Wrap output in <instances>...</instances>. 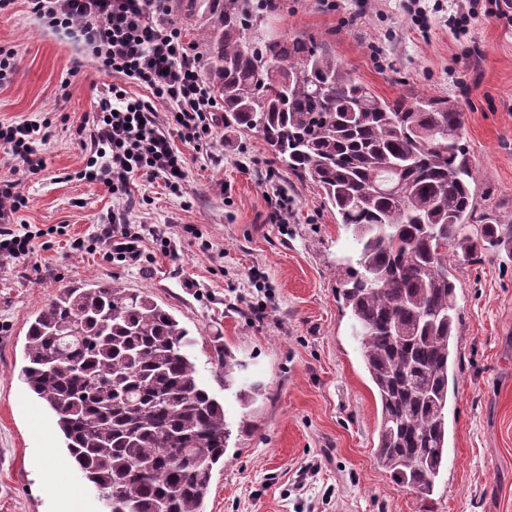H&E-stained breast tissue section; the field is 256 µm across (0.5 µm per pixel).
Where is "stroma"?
<instances>
[{
  "mask_svg": "<svg viewBox=\"0 0 512 512\" xmlns=\"http://www.w3.org/2000/svg\"><path fill=\"white\" fill-rule=\"evenodd\" d=\"M476 0L464 32L447 11L428 24L400 0H280L269 27L309 36L382 98L423 92L465 118L476 211L512 220V20ZM0 47L17 67L0 82V124L48 121L47 168L21 179L14 223L41 229L26 258L0 261V512H102L71 464L56 418L20 379L34 312L64 286L109 282L145 291L195 340L200 381L234 426L205 512H512V249L449 257L460 312L458 396L448 408V460L427 499L402 488L376 457L380 405L338 296L357 244L311 178L288 173L256 133L216 122L210 152L175 140L180 194L133 175L126 198L79 179L93 154L79 129L109 86L150 93L100 71L76 34L52 30L31 0L0 13ZM288 211L274 219V193ZM141 236L140 263L72 249L112 209ZM167 243H156L157 235ZM222 341L242 360L243 406L215 377ZM252 423L240 434L241 420Z\"/></svg>",
  "mask_w": 512,
  "mask_h": 512,
  "instance_id": "35a3bbf8",
  "label": "stroma"
}]
</instances>
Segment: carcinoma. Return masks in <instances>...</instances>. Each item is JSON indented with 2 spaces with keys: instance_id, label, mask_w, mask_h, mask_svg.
<instances>
[{
  "instance_id": "1",
  "label": "carcinoma",
  "mask_w": 512,
  "mask_h": 512,
  "mask_svg": "<svg viewBox=\"0 0 512 512\" xmlns=\"http://www.w3.org/2000/svg\"><path fill=\"white\" fill-rule=\"evenodd\" d=\"M271 0H187L204 21L209 83L224 127L260 133L296 176L325 191L359 245L342 295L380 401L376 453L396 481L429 497L448 457L458 393L456 285L448 252L471 259L512 242L480 220L447 97L377 96L312 40L255 36ZM405 183L398 198L389 182ZM186 328L144 291L67 287L26 332L21 377L56 416L72 464L112 512H203L231 435L197 377ZM231 389L243 368L215 345Z\"/></svg>"
}]
</instances>
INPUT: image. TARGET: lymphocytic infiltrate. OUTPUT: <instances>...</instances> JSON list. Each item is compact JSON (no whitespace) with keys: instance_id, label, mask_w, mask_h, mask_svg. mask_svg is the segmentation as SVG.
<instances>
[{"instance_id":"1","label":"lymphocytic infiltrate","mask_w":512,"mask_h":512,"mask_svg":"<svg viewBox=\"0 0 512 512\" xmlns=\"http://www.w3.org/2000/svg\"><path fill=\"white\" fill-rule=\"evenodd\" d=\"M34 8L51 27L78 33L92 47L101 71L123 75L152 94L146 101L108 88L88 131L95 158L86 179L123 196L131 175L139 174L163 180L172 193H180L185 161L173 141L208 150L219 107L201 75L199 56L190 52L170 17L169 0H34ZM160 103L165 113H158ZM48 136L46 124L35 121L0 127V151L21 161L24 175H37L46 160L35 144ZM17 186V181L0 180L1 261L31 250L28 225L11 222L24 204ZM92 241L121 260L141 259L140 238L128 230L122 212H114Z\"/></svg>"}]
</instances>
